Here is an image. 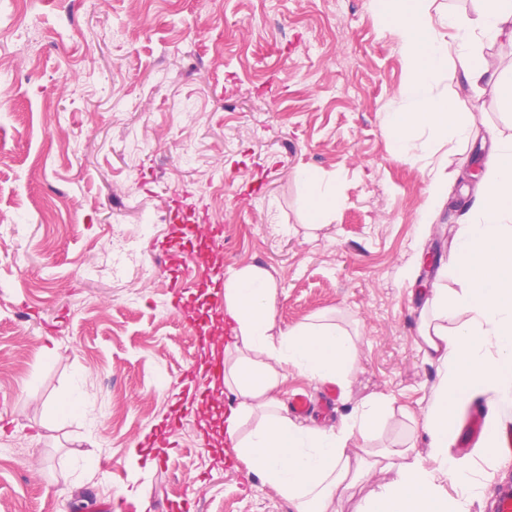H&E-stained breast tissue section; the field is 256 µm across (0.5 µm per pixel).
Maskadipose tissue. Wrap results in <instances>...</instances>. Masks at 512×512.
Segmentation results:
<instances>
[{"label": "adipose tissue", "instance_id": "adipose-tissue-1", "mask_svg": "<svg viewBox=\"0 0 512 512\" xmlns=\"http://www.w3.org/2000/svg\"><path fill=\"white\" fill-rule=\"evenodd\" d=\"M425 0H389L388 32L401 45L406 79L383 126L399 153L430 159L418 135L430 131L469 141L474 123L447 99L431 95L442 73L470 87L493 83L512 110V77L498 74L479 38L512 41V0H478V17L432 18ZM455 289L435 287L420 314L419 343L438 382L423 418L393 398L364 399L340 425L323 428L291 418L278 394L289 370L347 388L358 361L357 339L316 319L278 329L271 274L248 263L224 282L232 341L224 348L223 386L235 400L224 432L248 474L273 488L291 512H469L489 469L500 461L502 413L512 407V139L497 138L485 161L474 215L457 235L448 271ZM491 394L484 440L475 455L451 454L450 436L467 403ZM400 416L406 432L390 444L374 439L380 423ZM426 452H418V441ZM381 482L359 500L364 478ZM454 490H447L445 480Z\"/></svg>", "mask_w": 512, "mask_h": 512}]
</instances>
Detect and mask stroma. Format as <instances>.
I'll list each match as a JSON object with an SVG mask.
<instances>
[{
    "label": "stroma",
    "instance_id": "stroma-1",
    "mask_svg": "<svg viewBox=\"0 0 512 512\" xmlns=\"http://www.w3.org/2000/svg\"><path fill=\"white\" fill-rule=\"evenodd\" d=\"M379 0H34L22 41L0 31V512H116L123 490L148 512L183 499L197 512H290L242 464L227 465L215 419L200 404L165 449L131 450L183 396L202 344L183 321L202 292L256 263L275 280L277 325L334 319L359 360L334 425L372 393L421 416L437 370L417 342L430 289L471 208L463 183L492 135H512L493 84L438 79L476 125L469 142L435 143L448 192L428 226L429 168L395 152L381 125L406 72ZM150 149L127 151L132 137ZM306 169L335 183L323 220L307 205ZM222 225L213 246L183 238L175 205ZM183 252L204 274L170 303ZM84 410L65 398L74 383ZM94 460L87 476L79 467Z\"/></svg>",
    "mask_w": 512,
    "mask_h": 512
}]
</instances>
